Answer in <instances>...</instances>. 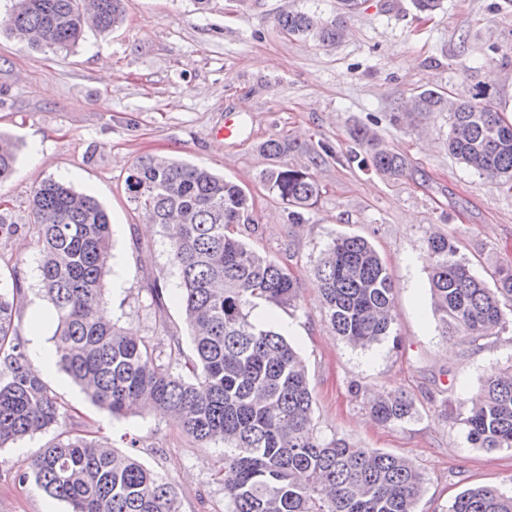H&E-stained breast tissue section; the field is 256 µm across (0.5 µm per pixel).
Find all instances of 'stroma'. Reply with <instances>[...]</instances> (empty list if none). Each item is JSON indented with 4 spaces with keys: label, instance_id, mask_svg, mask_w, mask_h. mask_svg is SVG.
Instances as JSON below:
<instances>
[{
    "label": "stroma",
    "instance_id": "1",
    "mask_svg": "<svg viewBox=\"0 0 512 512\" xmlns=\"http://www.w3.org/2000/svg\"><path fill=\"white\" fill-rule=\"evenodd\" d=\"M336 0H126L123 23L110 36L86 30L71 52L31 49L0 33V134L17 144L14 175L0 183V206L19 232L0 239V274L26 272L18 311L28 325L43 306L39 248L29 228L38 182L53 178L95 197L112 224V257L104 283L111 319L135 336L166 346L188 342L175 296L178 278L156 225L144 223L125 179L137 157L201 164L240 185L254 201V225L243 238L286 263L301 291L298 308L278 310L293 324L289 342L305 359L316 395L315 429L360 448L405 456L426 480L416 512H445L474 486L512 488V450L471 447L460 422L468 405L456 382L477 387L492 366L512 362V323L479 349L443 336L434 310L426 238L453 235L460 258L478 275L512 265V190L458 164L448 153V115L414 126L393 112L434 89L458 99L485 92L512 115V6L506 0H443L420 15L412 0H358L345 38L325 46L277 27L287 11L333 17ZM235 139L219 138L225 120ZM365 126L407 155L396 179L378 174L350 137ZM270 139L297 142L288 164L310 168L321 196L302 224L262 181L277 161L260 149ZM330 153L312 161L311 150ZM358 235L386 262L395 288L399 347H352L331 331L314 275L330 239ZM164 285L162 305L146 291ZM44 381L66 404L58 429L0 448V512H70L67 503L16 470L60 431L132 453L176 486L181 512H224V447L204 445L157 411L115 416L99 409L61 369ZM401 389L417 413L385 428L370 417L374 395ZM453 399V412L437 408Z\"/></svg>",
    "mask_w": 512,
    "mask_h": 512
}]
</instances>
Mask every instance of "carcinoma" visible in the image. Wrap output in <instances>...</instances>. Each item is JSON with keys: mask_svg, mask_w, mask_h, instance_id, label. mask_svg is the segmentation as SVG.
Listing matches in <instances>:
<instances>
[{"mask_svg": "<svg viewBox=\"0 0 512 512\" xmlns=\"http://www.w3.org/2000/svg\"><path fill=\"white\" fill-rule=\"evenodd\" d=\"M95 30L112 34L125 15V0H15L0 26L28 47L68 51L85 30L86 5ZM357 0H338L324 20L285 12L277 26L290 36L323 45L341 41ZM431 112L448 113V153L466 168L512 189V122L490 102L452 100L427 89L417 94L398 122ZM373 168L386 178L402 176L409 159L366 127L351 130ZM262 149L282 157L294 149L269 139ZM17 161L15 144L0 134V183ZM274 198L291 207V223L320 197L306 168L282 164L265 172ZM125 184L132 201L160 227L191 338L185 354L169 338L175 362L101 315L103 278L111 258L112 229L102 205L70 185L48 178L31 200L32 230L40 247L43 300L57 322L53 341L61 368L96 406L114 415L149 406L162 410L202 444L224 445L225 512H415L425 478L413 462L343 437L320 438L315 394L299 353L253 309L298 305L297 279L287 265L252 248L241 226L252 221L253 199L236 183L207 168L162 157L141 156ZM430 290L444 335L475 345L485 329L512 317V266L497 268L492 282L476 276L459 258L451 235L427 238ZM322 304L331 329L350 345L398 347L393 285L372 244L360 236L332 238L315 264ZM25 273L16 266L0 287V448L59 424L63 405L50 394L28 360L16 321L25 298ZM462 424L475 448H512V366L495 368L469 398ZM374 420L397 426L414 418V400L388 391L369 403ZM72 512H180L175 486L81 433L55 437L19 471ZM446 512H512V492L497 487L458 492Z\"/></svg>", "mask_w": 512, "mask_h": 512, "instance_id": "cac0c4a2", "label": "carcinoma"}]
</instances>
